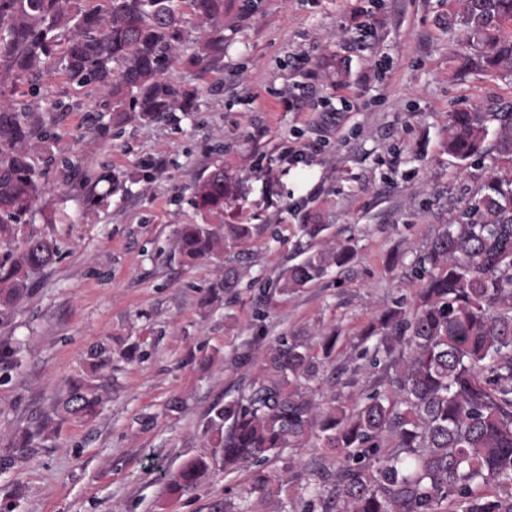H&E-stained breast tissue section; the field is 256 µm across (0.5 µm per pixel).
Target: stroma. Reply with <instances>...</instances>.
I'll return each mask as SVG.
<instances>
[{"label": "stroma", "instance_id": "1", "mask_svg": "<svg viewBox=\"0 0 512 512\" xmlns=\"http://www.w3.org/2000/svg\"><path fill=\"white\" fill-rule=\"evenodd\" d=\"M445 10L444 0H262L261 14L229 34L222 70L201 80L174 70L199 86L196 112L115 127L104 140L88 112L61 116L57 163L42 178L55 221L22 228L51 237L59 258L0 321V334L22 347L20 367L0 376V451L15 428L52 412L90 352L107 348L112 361L96 374L103 404L94 421L63 422L0 471V497L23 489L14 512H208L214 499H239L247 465L216 468L177 500L165 486L184 463L211 454L210 407L247 395L282 336L312 347L338 331L330 364L305 388L321 403L363 399L373 344L362 330L383 305L412 302L421 283L410 259L490 171V160L463 165L443 151L449 112L512 103V82L451 77L461 45L438 22ZM332 54L347 63L339 85L321 66ZM292 150L310 161L289 164ZM64 158L123 184L89 207L65 182ZM220 163L240 185L224 221L252 225L253 235L184 265L175 233L202 223L194 184ZM314 216L327 229L311 242L300 227ZM344 242L356 250L348 268L279 292L281 273L308 245ZM395 252L404 261L387 267ZM231 262L242 270L238 288L201 310ZM332 462L324 448H286L262 466L287 512H298L302 476Z\"/></svg>", "mask_w": 512, "mask_h": 512}]
</instances>
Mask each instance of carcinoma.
<instances>
[{"mask_svg":"<svg viewBox=\"0 0 512 512\" xmlns=\"http://www.w3.org/2000/svg\"><path fill=\"white\" fill-rule=\"evenodd\" d=\"M260 7L261 0H0V243L15 242L37 212L53 223L35 158L53 161L51 126L65 105L42 104L44 77L95 88L91 111L112 120L96 126L103 138L113 125L194 112L197 91L171 76L173 64L200 76L220 67L224 17L235 8L249 19ZM444 23L463 45L454 77L512 80V0H448ZM24 84L29 99L17 96ZM442 145L461 163L491 156L490 173L415 254L421 288L412 305L381 308L363 331L377 369L364 402L349 407L335 396L322 407L304 390L302 381L323 371L336 334L322 338L318 353L282 338L267 349L248 395L210 408L205 432L214 452L173 474L170 496L193 491L219 464L230 471L314 440L338 462L308 474L300 512H512V105L448 113ZM69 168L90 206L121 185L112 174L92 180ZM238 191L222 165L199 180L194 204L204 223L185 224L175 237L184 261L208 260L251 237L250 225L224 223V203ZM57 256L41 234L0 256V314L28 297ZM354 257L347 243L308 251L278 288H307ZM239 279L237 268H225L200 306L221 301ZM18 352L0 336V371L18 365ZM101 403L89 375L70 378L54 415L23 428L0 454V471L50 441L61 422L95 418ZM246 493L284 512L263 469L252 471Z\"/></svg>","mask_w":512,"mask_h":512,"instance_id":"1","label":"carcinoma"}]
</instances>
